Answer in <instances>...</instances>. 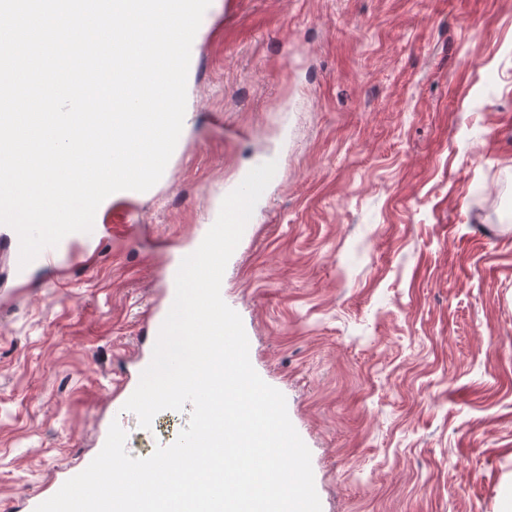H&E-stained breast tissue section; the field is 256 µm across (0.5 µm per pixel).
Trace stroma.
<instances>
[{"instance_id": "stroma-1", "label": "stroma", "mask_w": 512, "mask_h": 512, "mask_svg": "<svg viewBox=\"0 0 512 512\" xmlns=\"http://www.w3.org/2000/svg\"><path fill=\"white\" fill-rule=\"evenodd\" d=\"M182 153L107 237L0 267V512L94 450L216 192L276 173L224 272L322 512H512V0H212ZM155 435L123 420L131 457Z\"/></svg>"}]
</instances>
